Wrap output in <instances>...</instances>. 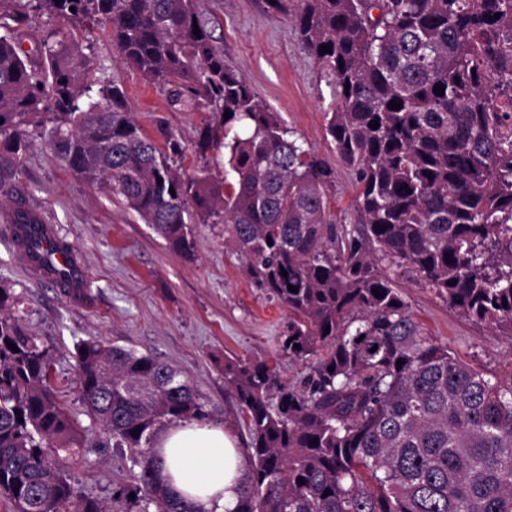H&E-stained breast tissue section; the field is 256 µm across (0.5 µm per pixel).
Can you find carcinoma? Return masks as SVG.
Returning <instances> with one entry per match:
<instances>
[{
    "label": "carcinoma",
    "mask_w": 512,
    "mask_h": 512,
    "mask_svg": "<svg viewBox=\"0 0 512 512\" xmlns=\"http://www.w3.org/2000/svg\"><path fill=\"white\" fill-rule=\"evenodd\" d=\"M266 4L336 80L326 131L356 175L358 228L328 222L332 167L224 63L196 0H0V196L40 130L173 251L193 252L190 225H224L252 280L288 309L282 352L314 359L301 386L224 359L249 436L236 512H512V382L424 338L379 265L411 268L459 315L512 337V0ZM44 15L107 27L124 64L175 84L174 102L210 108L195 151L224 150V178L173 167L181 141L146 137L123 90L90 77L94 60L62 30L26 52ZM10 223L42 219L20 207ZM16 303L0 288V496L14 512H190L153 452L162 428L207 418L190 381L132 349L76 344L84 404L139 468L108 510L51 459L81 444Z\"/></svg>",
    "instance_id": "carcinoma-1"
}]
</instances>
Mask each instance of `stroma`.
<instances>
[{
  "label": "stroma",
  "instance_id": "35a3bbf8",
  "mask_svg": "<svg viewBox=\"0 0 512 512\" xmlns=\"http://www.w3.org/2000/svg\"><path fill=\"white\" fill-rule=\"evenodd\" d=\"M196 6L225 63L332 165L330 216L337 228L353 229L355 173L337 157L325 129L327 114L337 105L333 77L305 51L286 17L267 11L265 0H197ZM76 38L93 53L95 78L122 86L144 134L158 140L169 131L181 140L185 153L175 164L183 173L204 169L223 176L222 153L194 152L199 130L212 118L208 110L172 104L169 86L148 81L117 60L107 29L96 26ZM14 184L15 193L0 199V214L20 203L38 210L74 245L88 276L81 303L71 302L60 288L28 271L10 243V225L0 223V286L20 296L24 328L54 359L59 398L84 445L75 456L59 452L57 463L86 496L111 504L118 488L133 485L138 469L129 450L113 447L87 413L75 374L78 341L94 337L129 347L182 372L206 399L209 423L226 427L242 447L249 437L224 384L225 357L277 365L296 385L310 373V361L280 352L288 311L253 282L234 245L225 241L223 225H193V255L174 253L107 185L80 179L40 133L34 134ZM387 272L425 337L502 383L512 382L511 338L460 316L411 269L391 266Z\"/></svg>",
  "mask_w": 512,
  "mask_h": 512
}]
</instances>
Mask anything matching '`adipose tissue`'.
<instances>
[{"mask_svg": "<svg viewBox=\"0 0 512 512\" xmlns=\"http://www.w3.org/2000/svg\"><path fill=\"white\" fill-rule=\"evenodd\" d=\"M155 458L162 480L192 512H235L245 456L227 430L203 422L171 426Z\"/></svg>", "mask_w": 512, "mask_h": 512, "instance_id": "ef3b65f1", "label": "adipose tissue"}]
</instances>
